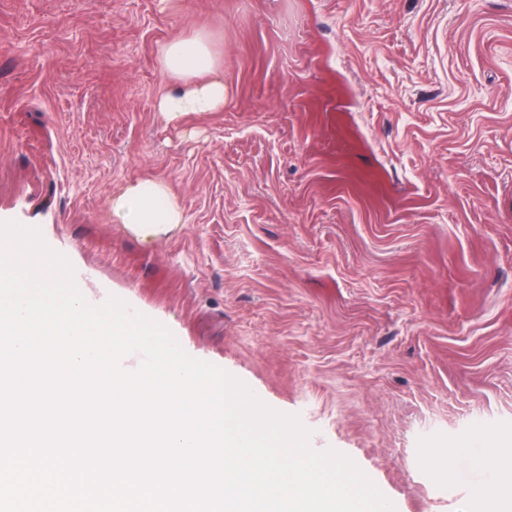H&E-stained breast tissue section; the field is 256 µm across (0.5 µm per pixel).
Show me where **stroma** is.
<instances>
[{"label": "stroma", "instance_id": "stroma-1", "mask_svg": "<svg viewBox=\"0 0 512 512\" xmlns=\"http://www.w3.org/2000/svg\"><path fill=\"white\" fill-rule=\"evenodd\" d=\"M199 32L224 106L166 122ZM145 179L183 213L150 244L110 207ZM6 220L395 512H463L449 441L512 427V0H0Z\"/></svg>", "mask_w": 512, "mask_h": 512}]
</instances>
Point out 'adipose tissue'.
<instances>
[{
  "instance_id": "ef3b65f1",
  "label": "adipose tissue",
  "mask_w": 512,
  "mask_h": 512,
  "mask_svg": "<svg viewBox=\"0 0 512 512\" xmlns=\"http://www.w3.org/2000/svg\"><path fill=\"white\" fill-rule=\"evenodd\" d=\"M163 73L178 81L177 89L161 97L158 107L167 121L190 113L219 110L224 105V70L206 35L177 38L160 52ZM112 220L124 225L142 241L168 235L183 221L182 211L168 186L161 181L143 180L132 184L112 199ZM512 447V428L494 431L480 447L456 448V456L467 462L466 472L449 470L452 482L467 480L471 494L465 512H512V462L501 451ZM496 458L488 469V458Z\"/></svg>"
}]
</instances>
